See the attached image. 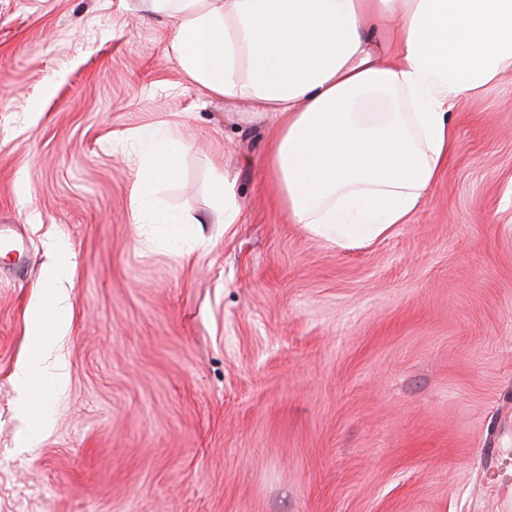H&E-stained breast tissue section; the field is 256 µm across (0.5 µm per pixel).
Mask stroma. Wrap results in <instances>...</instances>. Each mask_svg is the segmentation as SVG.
<instances>
[{"label": "stroma", "instance_id": "35a3bbf8", "mask_svg": "<svg viewBox=\"0 0 512 512\" xmlns=\"http://www.w3.org/2000/svg\"><path fill=\"white\" fill-rule=\"evenodd\" d=\"M142 0H0V512H512V67L454 101L410 223L340 252L291 222L270 116L225 104ZM186 150L137 224L136 131ZM241 219L217 222L211 160ZM67 246L68 381L25 446L14 374Z\"/></svg>", "mask_w": 512, "mask_h": 512}]
</instances>
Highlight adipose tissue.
<instances>
[{
    "instance_id": "obj_1",
    "label": "adipose tissue",
    "mask_w": 512,
    "mask_h": 512,
    "mask_svg": "<svg viewBox=\"0 0 512 512\" xmlns=\"http://www.w3.org/2000/svg\"><path fill=\"white\" fill-rule=\"evenodd\" d=\"M173 18L182 72L225 102L276 113L268 152L293 223L340 251L409 223L456 145L449 106L512 66V0H148ZM132 215L181 224L156 196L180 176L184 143L138 131ZM69 254L47 277L50 320H37L16 379L65 383Z\"/></svg>"
}]
</instances>
